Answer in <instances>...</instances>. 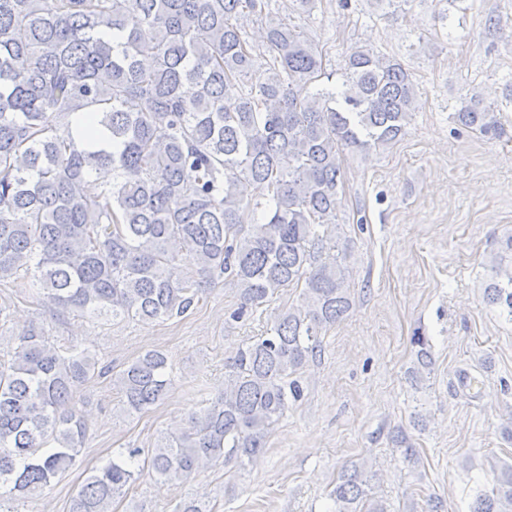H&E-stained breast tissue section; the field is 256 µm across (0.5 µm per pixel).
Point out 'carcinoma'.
<instances>
[{"label":"carcinoma","mask_w":512,"mask_h":512,"mask_svg":"<svg viewBox=\"0 0 512 512\" xmlns=\"http://www.w3.org/2000/svg\"><path fill=\"white\" fill-rule=\"evenodd\" d=\"M266 6L0 0V280L33 275L62 316L141 322L186 315L206 282L240 290L235 321L301 287L300 304L238 351L222 395L154 448L112 453L68 512H112L142 464L165 481L224 457L246 466L301 397L294 375L320 352L322 331L350 308L342 258L323 259L340 152L398 139L419 108L417 85L398 60L367 48L348 55L341 86L330 84L314 41ZM244 17L260 23L258 40ZM258 42L269 59L254 73ZM503 104L474 92L453 118L500 137ZM183 251L195 270L178 266ZM492 272L485 297L512 319V271L496 262ZM415 344L417 382L431 357L425 337ZM9 356L0 357V512H17L5 502L42 496L76 464L89 429L77 393L90 378L112 374L129 415L171 386L158 350L114 373L32 328ZM332 496L336 512H388L358 469ZM471 512H512V465Z\"/></svg>","instance_id":"obj_1"}]
</instances>
